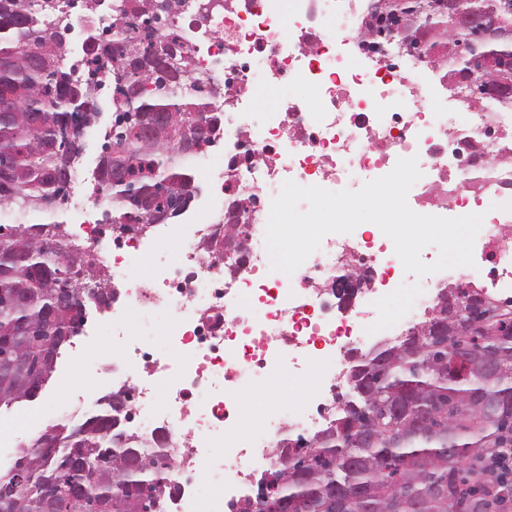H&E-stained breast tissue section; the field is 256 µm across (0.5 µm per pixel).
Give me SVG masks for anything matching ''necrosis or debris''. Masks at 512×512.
<instances>
[{
    "mask_svg": "<svg viewBox=\"0 0 512 512\" xmlns=\"http://www.w3.org/2000/svg\"><path fill=\"white\" fill-rule=\"evenodd\" d=\"M368 11L361 0H182L162 24L179 34L184 88L206 81L224 90L215 109L227 151L205 160L214 201L190 211L187 223L162 224L159 238L131 231L106 245L90 216L108 197L89 198L81 175L72 179L79 219L71 235L86 242L116 291L107 307L81 298L111 323L116 355L92 364L96 382L78 400L97 408L105 393L130 392L125 427L145 445L159 437L174 444L178 490L168 512H191L203 481L211 485L206 512H238L255 477L278 465L274 450L286 435L326 426L321 408L352 356L408 334L440 288L476 285L512 300V103L492 94L476 108L449 101L443 84L426 78L443 70L442 53H408L398 33L366 26ZM46 21L112 34L108 5L92 16L71 0ZM270 87L288 88V101L260 107ZM410 157L422 173L408 193L418 213L456 218L482 206L475 267L419 279L405 273L386 235L356 230L327 234L292 275L271 271L266 227L284 181L333 190L349 171L373 180ZM233 202L249 210L241 252L205 255V241L223 238ZM169 246L179 260H155ZM353 268L369 281L337 306L334 285ZM156 310L170 317L167 358L131 326ZM279 375L308 382L299 408L271 404L258 418L243 415L242 394ZM68 418L63 407L15 419L0 447L21 457Z\"/></svg>",
    "mask_w": 512,
    "mask_h": 512,
    "instance_id": "4bbe7bcc",
    "label": "necrosis or debris"
}]
</instances>
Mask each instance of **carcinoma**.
Instances as JSON below:
<instances>
[{"instance_id": "cac0c4a2", "label": "carcinoma", "mask_w": 512, "mask_h": 512, "mask_svg": "<svg viewBox=\"0 0 512 512\" xmlns=\"http://www.w3.org/2000/svg\"><path fill=\"white\" fill-rule=\"evenodd\" d=\"M48 0H0V208L22 213L58 210L81 154L80 139L97 117L100 70L112 71V121L104 132L94 185L112 205L102 223L140 224L179 217L198 187L189 174L201 145L213 144L220 115L212 100L221 91L185 94L177 38L151 32L165 0H119L112 41L86 33L84 81L63 65L65 40L48 33ZM479 22L456 28L451 11ZM373 28H393L409 49L422 53L427 30L442 29L461 47L448 55V73L463 77L464 99L488 90L512 100L483 71L471 45L481 25L512 32V0H391L372 13ZM21 31L40 55L21 53ZM0 355L30 362L29 373L51 378L61 348L78 335L56 306L67 282L63 252H81L67 226L0 224ZM420 326L400 339H383L356 357L333 399L330 421L313 437H287L280 465L266 478L291 512H505L512 506V301L482 289L450 285ZM27 376L0 387V406L27 400ZM120 412L111 400L84 422L45 437L0 474V512H39L45 496L57 512H166L173 468L167 442L152 451L139 437L116 430ZM239 512H270L249 494Z\"/></svg>"}]
</instances>
